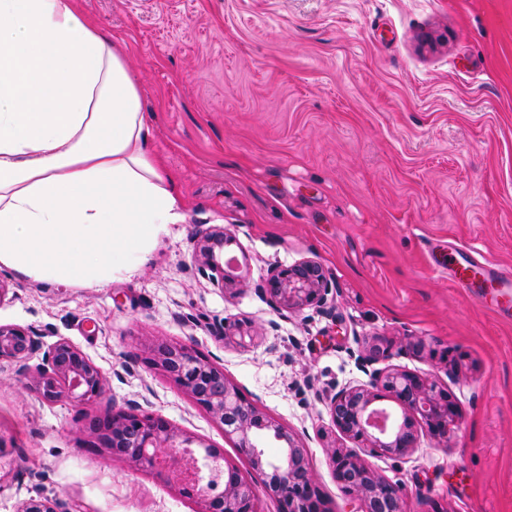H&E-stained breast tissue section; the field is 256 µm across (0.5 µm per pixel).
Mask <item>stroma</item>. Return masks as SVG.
<instances>
[{"label":"stroma","mask_w":512,"mask_h":512,"mask_svg":"<svg viewBox=\"0 0 512 512\" xmlns=\"http://www.w3.org/2000/svg\"><path fill=\"white\" fill-rule=\"evenodd\" d=\"M79 5L123 44L186 219L138 273L102 288L0 269V325L38 344L27 371L0 357V512L32 497L70 512H201L164 474L90 435L108 407L138 404L217 449L260 512H280L236 438L154 363L165 341L223 370L307 448L330 512H360L329 465L334 449L359 446L327 403L368 383L360 358L374 340L377 368L436 381L458 406L447 438L365 456L400 488L404 512H512V319L435 268L457 243L512 269V0ZM217 229L225 284L194 266ZM305 258L334 281L326 305L276 311L260 285ZM60 341L98 367L101 395L36 392Z\"/></svg>","instance_id":"obj_1"}]
</instances>
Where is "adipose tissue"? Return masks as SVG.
I'll list each match as a JSON object with an SVG mask.
<instances>
[{
	"instance_id": "obj_1",
	"label": "adipose tissue",
	"mask_w": 512,
	"mask_h": 512,
	"mask_svg": "<svg viewBox=\"0 0 512 512\" xmlns=\"http://www.w3.org/2000/svg\"><path fill=\"white\" fill-rule=\"evenodd\" d=\"M150 139L124 50L76 0H0V268L136 274L185 220Z\"/></svg>"
}]
</instances>
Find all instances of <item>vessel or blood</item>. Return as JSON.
Returning <instances> with one entry per match:
<instances>
[{"instance_id":"vessel-or-blood-1","label":"vessel or blood","mask_w":512,"mask_h":512,"mask_svg":"<svg viewBox=\"0 0 512 512\" xmlns=\"http://www.w3.org/2000/svg\"><path fill=\"white\" fill-rule=\"evenodd\" d=\"M448 275L460 287L475 290L477 298L496 308L498 312L512 313V272L495 268L476 254L448 251Z\"/></svg>"}]
</instances>
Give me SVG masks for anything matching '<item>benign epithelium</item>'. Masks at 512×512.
Returning a JSON list of instances; mask_svg holds the SVG:
<instances>
[{"label": "benign epithelium", "mask_w": 512, "mask_h": 512, "mask_svg": "<svg viewBox=\"0 0 512 512\" xmlns=\"http://www.w3.org/2000/svg\"><path fill=\"white\" fill-rule=\"evenodd\" d=\"M224 246V233L205 238L200 249L199 271L215 265V250ZM334 284L324 267L312 259L293 265L272 268L262 290L277 310L300 311L325 305ZM37 349L25 331L0 325V357L22 362ZM156 362L184 387L198 404L209 410L224 425V433L238 439V447L249 457L252 466L264 470L263 444L273 438L282 442L280 458L265 474L266 485L279 499L282 512H329L318 493L307 449L299 445L276 421L257 406L246 402L225 378L224 372L196 357L184 344L164 343L156 349ZM37 388L47 401L62 397L76 402L102 393L103 378L99 369L76 347L66 341L49 352L47 365L38 371ZM369 385L346 387L328 400L332 422L343 434L358 441L370 455L403 456L417 447L419 425L436 438L448 435L455 408L448 392L436 382L398 369H374ZM391 399L407 413L401 425L388 429L389 416L373 403ZM101 443L112 451L135 448L130 460L151 468L166 469L179 461L181 450L191 440L173 429L168 422L148 413L108 410L93 424ZM333 473L345 492L358 496L364 512H402L399 490L363 463L352 452L334 450L330 456ZM200 469L179 479V492L196 496L204 503L203 512H259L252 484L234 468L224 471V489L210 496L211 484L201 485ZM19 512H68L59 499L30 498Z\"/></svg>", "instance_id": "7a95c632"}]
</instances>
